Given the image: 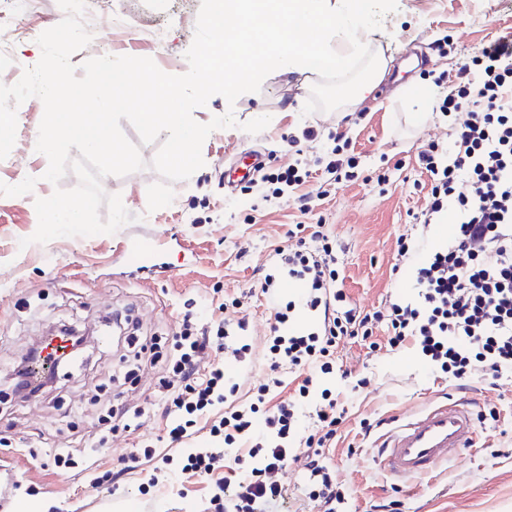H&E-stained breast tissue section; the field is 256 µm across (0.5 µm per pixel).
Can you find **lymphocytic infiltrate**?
<instances>
[{"mask_svg":"<svg viewBox=\"0 0 512 512\" xmlns=\"http://www.w3.org/2000/svg\"><path fill=\"white\" fill-rule=\"evenodd\" d=\"M458 77V85L438 105L450 121L451 148L432 143L418 155L420 169L431 178L419 221L435 224L450 211L456 231L448 244L416 266V297L383 312H360L336 287V255L323 232L297 237L280 250V260L289 274L309 283L305 304L322 322L319 330L287 334L288 314L276 311L268 344L270 370L285 363L297 368L316 364L332 372L341 340L372 338L374 327L382 325L391 348L417 350L454 378L512 376V38L483 47L461 66ZM311 239L320 242V249L310 250ZM212 349L207 329L184 316L168 361L171 377L162 383L171 419L168 437L182 442L198 421L211 420L210 433L222 438V447L189 454L185 471L213 476L225 448H233L241 470L232 493L213 498L214 512H272L285 496L278 474L293 456L288 438L296 403L289 399L267 406L270 389L263 385L248 409H239L224 387L223 367L207 362ZM323 397L317 413L321 428L304 441L303 469L319 485L322 512H336L346 496L326 447L342 415L331 391ZM258 414L277 433L266 447L249 437Z\"/></svg>","mask_w":512,"mask_h":512,"instance_id":"lymphocytic-infiltrate-1","label":"lymphocytic infiltrate"}]
</instances>
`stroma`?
<instances>
[{
    "instance_id": "obj_1",
    "label": "stroma",
    "mask_w": 512,
    "mask_h": 512,
    "mask_svg": "<svg viewBox=\"0 0 512 512\" xmlns=\"http://www.w3.org/2000/svg\"><path fill=\"white\" fill-rule=\"evenodd\" d=\"M201 0H91L85 21L91 43L75 53L74 65L102 55L152 58L163 72L179 75L195 33ZM64 17L57 0H35L16 14L13 0H0V42L19 69L41 57L38 36ZM512 36V0H398L380 29L362 33L387 63L385 93H372L367 106L346 104L330 112L304 114L314 85L311 72H272L260 92L235 104L211 98L195 112L201 123L233 112L237 127L212 131L202 146L204 165L174 182L173 202L148 211L147 188L158 182L150 168L107 176L105 192L120 194L136 220L113 234L59 237L20 247L34 234V201L56 187L77 184L66 175L60 185L45 180L47 157L37 152L43 117L40 99L17 108V133L0 160V377L12 372L35 336L54 324L99 330L85 357L54 384L28 400L0 387V459L16 465L22 478L0 495V512H17L27 498L47 512H213L214 479L183 474L186 455L208 446V428L196 426L184 443L166 437L165 405L158 382L185 313L204 326L225 324L232 342L250 344L245 360L230 350L212 353L226 383L238 384V404L251 400L265 382L266 340L276 307L293 302L287 269L270 265L295 224H322L335 242L338 288L351 306L385 310L416 293L413 269L448 237L439 225L412 220L428 200L430 179L417 164L434 141L449 143L448 120L436 110L455 81L459 66L502 36ZM267 115L256 135L241 123ZM312 138H304V131ZM259 151L264 174L300 164L308 176L295 189L274 194L269 182L231 185V165ZM356 161L354 177L334 175L335 159ZM406 237L410 250L400 254ZM149 241V260L130 259V245ZM273 275L271 294L260 283ZM127 315L123 335L112 333L115 313ZM246 330H237L238 320ZM155 338V357L129 358L130 337ZM335 389L344 408L330 459L336 479L349 493L344 512H512V379L449 378L414 350L370 351L362 341H340L333 373L321 376L301 401L300 433L316 424L323 388ZM453 395L472 403L478 422L472 451L452 456L430 476L397 479L376 462L377 445L392 418L423 409L434 398ZM124 408V424L104 431L98 418L106 404ZM371 430H364V423ZM152 445L167 464L124 461ZM68 449L77 467L56 465L54 453ZM120 471L115 484L98 483ZM161 485L149 488L150 478ZM280 480L288 489L277 512H319L300 464H287Z\"/></svg>"
}]
</instances>
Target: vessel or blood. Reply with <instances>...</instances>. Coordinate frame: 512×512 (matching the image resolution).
Returning <instances> with one entry per match:
<instances>
[{
    "mask_svg": "<svg viewBox=\"0 0 512 512\" xmlns=\"http://www.w3.org/2000/svg\"><path fill=\"white\" fill-rule=\"evenodd\" d=\"M477 420L462 400L441 397L417 414L397 417L377 452L381 468L401 478L429 474L457 450L475 445Z\"/></svg>",
    "mask_w": 512,
    "mask_h": 512,
    "instance_id": "obj_1",
    "label": "vessel or blood"
}]
</instances>
